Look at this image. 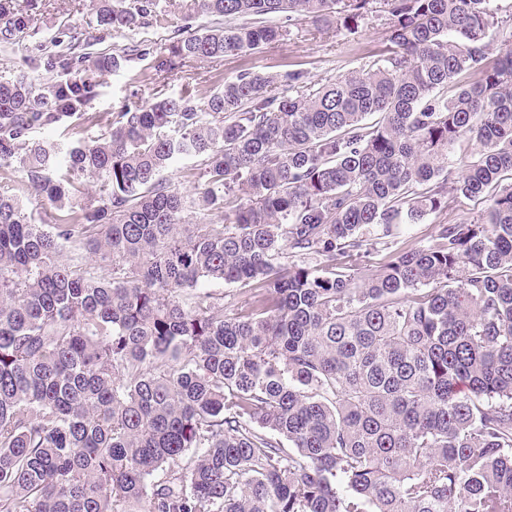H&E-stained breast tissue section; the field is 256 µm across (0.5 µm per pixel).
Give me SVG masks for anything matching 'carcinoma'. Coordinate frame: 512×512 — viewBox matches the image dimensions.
I'll return each mask as SVG.
<instances>
[{"instance_id":"1","label":"carcinoma","mask_w":512,"mask_h":512,"mask_svg":"<svg viewBox=\"0 0 512 512\" xmlns=\"http://www.w3.org/2000/svg\"><path fill=\"white\" fill-rule=\"evenodd\" d=\"M376 1L385 49L333 82L241 71L66 148L33 136L136 59L164 78ZM42 2L0 0L1 46ZM190 7L214 25L89 0L173 29L168 53L92 56L72 27L38 46L65 79L0 83V512H512V3ZM184 160L190 194L163 177ZM461 197L487 206L392 249ZM213 282L251 295L229 316ZM25 207L30 211L33 209L36 219L44 224H52L58 214L55 206L47 198L37 196L32 190L26 191L20 196Z\"/></svg>"}]
</instances>
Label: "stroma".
Wrapping results in <instances>:
<instances>
[{
  "instance_id": "stroma-1",
  "label": "stroma",
  "mask_w": 512,
  "mask_h": 512,
  "mask_svg": "<svg viewBox=\"0 0 512 512\" xmlns=\"http://www.w3.org/2000/svg\"><path fill=\"white\" fill-rule=\"evenodd\" d=\"M68 21L81 28L86 42L95 52L116 51L133 41L144 42L160 51L169 45L168 31L156 27H142L130 33L102 29L90 20L86 0H46L42 11L30 22V42L38 41L47 33L63 32L64 24ZM389 30L388 16L383 12L368 14L352 33L334 25L326 27L306 19L301 21L291 36L259 52L228 56L221 62H195L162 81L154 80L152 62L146 59L120 72L102 75L87 110L106 123L122 111L131 95L148 101L159 91L177 95L190 88L204 97L221 88L226 78L244 70L269 74L300 70L309 82L324 83L369 67L385 45ZM482 208L480 201L463 197L452 210L430 216L424 223L397 225L393 230L396 246L402 249L420 244L431 234L435 225L451 224L461 216L479 214Z\"/></svg>"
}]
</instances>
